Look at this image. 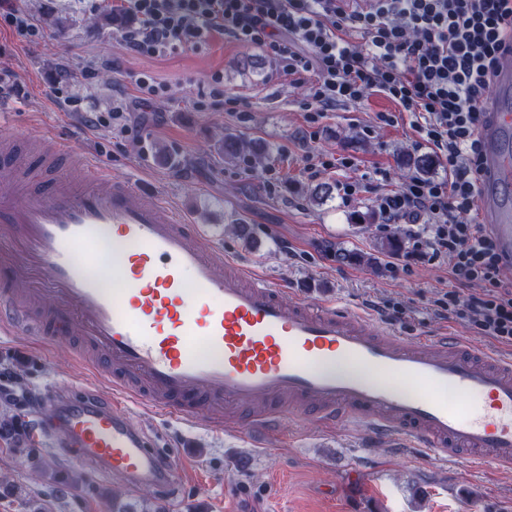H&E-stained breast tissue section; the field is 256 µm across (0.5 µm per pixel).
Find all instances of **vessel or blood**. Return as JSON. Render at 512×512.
I'll use <instances>...</instances> for the list:
<instances>
[{
  "instance_id": "b4317fda",
  "label": "vessel or blood",
  "mask_w": 512,
  "mask_h": 512,
  "mask_svg": "<svg viewBox=\"0 0 512 512\" xmlns=\"http://www.w3.org/2000/svg\"><path fill=\"white\" fill-rule=\"evenodd\" d=\"M495 83L480 130L479 218L512 266V65ZM79 184L36 187L17 170L0 186V311L43 338L76 336L112 393L48 401L39 428L134 484L168 487L176 468L148 448L130 409L223 425L219 410L249 407L251 429L284 412L321 425L351 417L440 456L465 453L512 470V357L469 347L451 332L411 342L370 328L364 314L328 300L311 306L265 282L181 214L81 150ZM97 252L91 267L78 249ZM225 267L217 275V267ZM34 283L15 290L17 272Z\"/></svg>"
}]
</instances>
